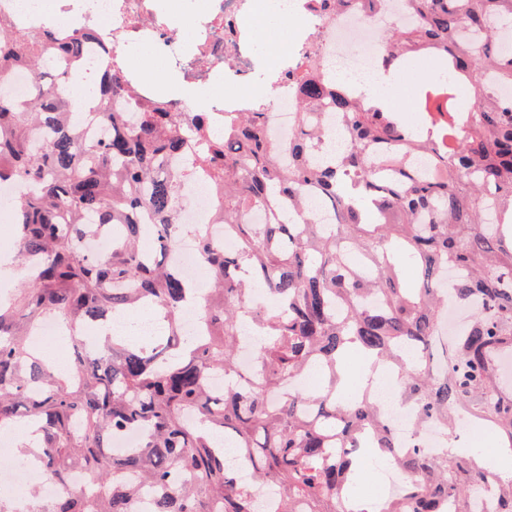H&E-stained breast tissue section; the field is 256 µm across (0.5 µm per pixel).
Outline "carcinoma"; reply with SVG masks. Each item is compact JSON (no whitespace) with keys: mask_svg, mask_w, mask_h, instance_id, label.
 <instances>
[{"mask_svg":"<svg viewBox=\"0 0 512 512\" xmlns=\"http://www.w3.org/2000/svg\"><path fill=\"white\" fill-rule=\"evenodd\" d=\"M416 23L385 37L386 70L425 52L441 70L471 79L468 101L455 81L437 77L420 108L434 112L435 141L406 131L366 97L356 101L331 74L301 78V112L288 138V165L268 139V112H229L212 132L193 112L179 122L143 111L122 125L105 101L130 93L106 55L100 85L80 102L57 86L80 73L92 28H0V84L15 68L33 74L29 96L0 90V183H17L14 249L31 270L23 288L0 302V431L22 419L38 426L34 456L59 487L49 508L37 496L27 512H137L140 486L163 491L153 512H255L254 487L276 484L275 512H472L493 484L496 512H512L504 479L474 448L429 455L422 441L401 449L377 405L336 393L337 361L354 353L396 371L417 427L451 435L469 417L499 436L512 455V389L499 359L512 355V0H408ZM348 118L351 140L338 160L317 167V110ZM81 114L112 122L98 138L72 131ZM191 170L217 191V212L236 246L216 244L194 225L213 283L203 302V333L184 334L181 308L190 282L167 257L173 205ZM309 188L334 223L323 224L301 197ZM288 203V216L246 224L255 209ZM95 225L121 230L97 255L80 240ZM455 278L445 279L448 270ZM262 288L276 305L246 298ZM471 311L453 340L442 333L448 301ZM149 304L164 331L117 346L88 348L83 332L109 314ZM51 314L76 334L68 373L26 346ZM249 318L259 333L256 369L240 371L238 336ZM450 347L435 373L430 349ZM312 368L329 385L290 386ZM224 376V394L207 380ZM193 413L199 423L190 426ZM136 428L132 456L109 452L110 439ZM250 461L254 484L238 483L224 448ZM395 460L411 478L393 496L369 503L359 494L366 454ZM78 469L87 482L71 485Z\"/></svg>","mask_w":512,"mask_h":512,"instance_id":"obj_1","label":"carcinoma"}]
</instances>
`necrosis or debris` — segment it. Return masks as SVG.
I'll return each mask as SVG.
<instances>
[{"label":"necrosis or debris","instance_id":"1","mask_svg":"<svg viewBox=\"0 0 512 512\" xmlns=\"http://www.w3.org/2000/svg\"><path fill=\"white\" fill-rule=\"evenodd\" d=\"M260 2L181 0L191 22L188 41L176 32L160 0H0V20L31 30L48 25L64 35L92 26L95 38L87 46L86 62L99 64L104 52H113L131 80L130 96L112 98L108 111L129 112L144 104L175 119L200 112L217 129L223 127L225 113L256 108L271 113L268 137L281 148L296 127L297 76L307 62L345 73L350 95L362 98L380 72L382 32L416 20L407 0H375L373 7L340 13L321 7L318 0H283L281 23L289 36L272 60L254 39ZM132 42L150 47L162 59L160 79L143 78L134 68L127 50ZM218 82L226 89L221 97L211 93ZM215 200L210 184L185 182L176 221L206 225L210 237L230 251L235 239L217 223ZM168 258L183 278L201 288L207 271L196 239L176 240ZM376 390L401 445L418 437L429 450L441 447L444 436L438 427L416 431L414 409L396 401L395 374L383 376Z\"/></svg>","mask_w":512,"mask_h":512}]
</instances>
